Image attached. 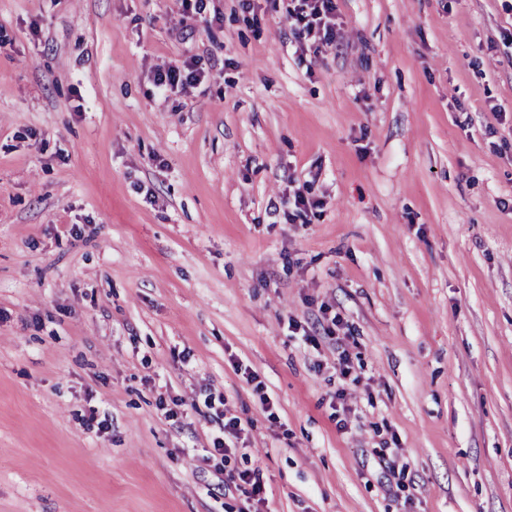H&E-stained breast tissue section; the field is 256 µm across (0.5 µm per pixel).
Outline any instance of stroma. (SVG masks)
Wrapping results in <instances>:
<instances>
[{"instance_id": "stroma-1", "label": "stroma", "mask_w": 512, "mask_h": 512, "mask_svg": "<svg viewBox=\"0 0 512 512\" xmlns=\"http://www.w3.org/2000/svg\"><path fill=\"white\" fill-rule=\"evenodd\" d=\"M250 3L0 0V512H512V0ZM285 18L300 48L309 37L330 45L336 32L335 0H289ZM311 194V189L309 185L304 183L301 186H298L293 196V212L291 214L292 219L301 218L303 222H310L308 217L310 215L315 216L317 214V209L319 208V202L309 195Z\"/></svg>"}]
</instances>
